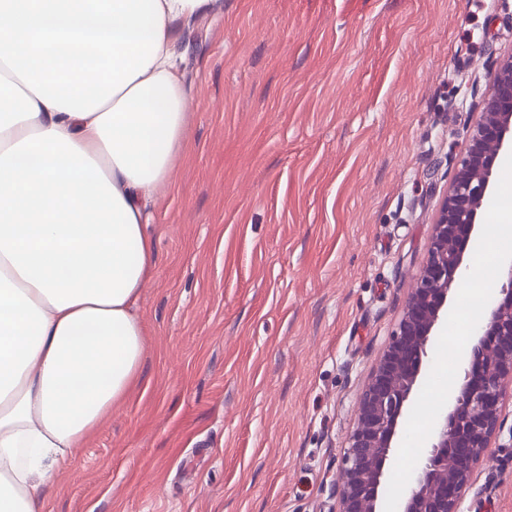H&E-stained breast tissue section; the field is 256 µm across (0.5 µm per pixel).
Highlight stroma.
Here are the masks:
<instances>
[{
    "label": "stroma",
    "mask_w": 512,
    "mask_h": 512,
    "mask_svg": "<svg viewBox=\"0 0 512 512\" xmlns=\"http://www.w3.org/2000/svg\"><path fill=\"white\" fill-rule=\"evenodd\" d=\"M185 146L155 196L141 377L46 512H333L357 404L426 261L512 0H220L179 26ZM460 290L381 512L428 440ZM461 512H512V384Z\"/></svg>",
    "instance_id": "stroma-1"
}]
</instances>
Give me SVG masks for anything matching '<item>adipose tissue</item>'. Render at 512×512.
<instances>
[{"instance_id": "obj_1", "label": "adipose tissue", "mask_w": 512, "mask_h": 512, "mask_svg": "<svg viewBox=\"0 0 512 512\" xmlns=\"http://www.w3.org/2000/svg\"><path fill=\"white\" fill-rule=\"evenodd\" d=\"M212 5L0 0V512H45L141 376L149 210L189 105L172 24Z\"/></svg>"}]
</instances>
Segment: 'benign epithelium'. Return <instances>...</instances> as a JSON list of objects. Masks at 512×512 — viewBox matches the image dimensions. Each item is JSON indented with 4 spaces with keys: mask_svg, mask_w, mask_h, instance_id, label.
Segmentation results:
<instances>
[{
    "mask_svg": "<svg viewBox=\"0 0 512 512\" xmlns=\"http://www.w3.org/2000/svg\"><path fill=\"white\" fill-rule=\"evenodd\" d=\"M477 106L480 119L469 131L468 150L451 168L426 262L359 398L334 512H379L399 420L418 387L433 333L448 315V295L469 269L466 251L477 238L478 211L501 150L512 143V55L496 64ZM464 360L463 380L448 396L429 446L409 477L400 512H460L474 466L500 430L499 403L506 382L512 381V261L502 274L498 300L478 322Z\"/></svg>",
    "mask_w": 512,
    "mask_h": 512,
    "instance_id": "1",
    "label": "benign epithelium"
}]
</instances>
